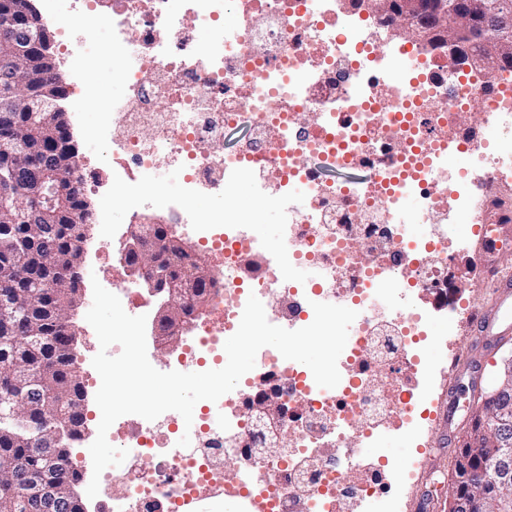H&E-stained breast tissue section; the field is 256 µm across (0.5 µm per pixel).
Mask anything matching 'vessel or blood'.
<instances>
[{"label":"vessel or blood","instance_id":"b4317fda","mask_svg":"<svg viewBox=\"0 0 512 512\" xmlns=\"http://www.w3.org/2000/svg\"><path fill=\"white\" fill-rule=\"evenodd\" d=\"M477 242L471 262L481 273L485 287L491 288L492 303L478 304L468 321L470 353L455 364L442 396V409L449 427L457 425V399L460 388L478 391L483 383V362L487 355L512 335V273L490 265L488 251L512 248V193L501 190L494 201L486 202L476 231Z\"/></svg>","mask_w":512,"mask_h":512}]
</instances>
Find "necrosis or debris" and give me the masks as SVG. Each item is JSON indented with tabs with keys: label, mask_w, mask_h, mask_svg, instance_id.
Listing matches in <instances>:
<instances>
[{
	"label": "necrosis or debris",
	"mask_w": 512,
	"mask_h": 512,
	"mask_svg": "<svg viewBox=\"0 0 512 512\" xmlns=\"http://www.w3.org/2000/svg\"><path fill=\"white\" fill-rule=\"evenodd\" d=\"M83 17L127 45L112 58L125 93L104 115L112 148V184L137 222L153 204L144 174L164 168L179 180L165 223L192 234L217 273L204 319L166 370L218 364L249 295L291 329L308 326L313 303L357 313L337 366L323 388L272 347L256 372L218 401H204L192 422L125 415L107 438L128 450L105 469L84 512H184L221 501L250 512H383L404 475L367 461L366 445L413 424L419 344L434 296L448 316L471 305L448 294L450 214L470 207L479 185L512 178V76L478 79L413 37L395 38L373 7L350 11L341 0H73ZM233 14L232 33L224 31ZM206 40H199V31ZM405 54L412 67L394 70ZM167 103L156 106V93ZM479 113L489 141L471 146L459 115ZM244 140L225 146L229 134ZM469 165L448 169L449 154ZM283 215L282 246L272 251L244 214L218 208L198 216L187 204L207 193L230 197L237 182ZM415 200L421 236L402 218ZM109 284L129 315L152 312L125 253L112 255ZM301 265L309 283L286 278ZM278 395L288 414V451L230 473L227 457L258 448L269 434L245 401ZM189 446H179L182 436Z\"/></svg>",
	"instance_id": "1"
}]
</instances>
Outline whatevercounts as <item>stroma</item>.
<instances>
[{
	"instance_id": "stroma-1",
	"label": "stroma",
	"mask_w": 512,
	"mask_h": 512,
	"mask_svg": "<svg viewBox=\"0 0 512 512\" xmlns=\"http://www.w3.org/2000/svg\"><path fill=\"white\" fill-rule=\"evenodd\" d=\"M44 23L50 30L52 48L58 72L66 90L62 105L67 113L73 141L78 149L80 162L86 169H104L106 149L99 136L101 112L107 111L114 97L122 92L120 84L112 79L113 46L102 27L86 26L84 29L66 28L65 22L72 13L68 0H58L56 7H49L47 0H33ZM99 42L101 54L91 65L84 64L78 46L84 42ZM88 84L95 87L97 96L90 101H79L77 88ZM236 195L239 210L254 224L265 239L269 249H276L280 243L281 214L265 198L257 194L251 183L240 181ZM90 205L92 230L84 244L85 262L80 285L81 297L74 310V321L78 327L77 355L98 346L97 337L88 335L89 324L85 319L92 305L91 288L93 279H104L108 272L100 256L112 245L111 238L99 222L100 214H108L112 224L127 228L125 209L116 189L104 187L87 191ZM469 212L459 213L455 227L453 257L448 266V280L453 289L467 291L469 284L478 273L469 261L476 244L471 230ZM421 305L429 314L427 336L422 353L431 369L427 385L422 391L421 402L426 409H433L447 382L449 358H462L470 348V337L465 321L449 319L444 311L432 307L429 300ZM439 429L434 419L420 420L418 425L391 432L374 442L367 453L374 458H388L396 468L405 470L407 479L394 491L392 508L394 512H444L448 500V484L454 468L455 451L445 448L429 449L432 436Z\"/></svg>"
}]
</instances>
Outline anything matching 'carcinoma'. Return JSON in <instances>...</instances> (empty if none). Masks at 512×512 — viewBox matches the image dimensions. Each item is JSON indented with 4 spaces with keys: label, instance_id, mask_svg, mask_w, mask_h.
Here are the masks:
<instances>
[{
    "label": "carcinoma",
    "instance_id": "cac0c4a2",
    "mask_svg": "<svg viewBox=\"0 0 512 512\" xmlns=\"http://www.w3.org/2000/svg\"><path fill=\"white\" fill-rule=\"evenodd\" d=\"M486 23L484 17L472 19L460 37L479 58L490 55L484 43ZM0 126L17 136L29 135L22 112H0ZM56 131L60 127L46 131L45 144L31 152L25 165L11 166L19 208L31 203V169L44 168L65 179L67 167L53 155ZM154 243L152 261L157 272L173 280L192 275L184 263L189 252L174 234L158 228ZM9 248L24 270L36 258L37 275L20 286L0 280V298H5L12 312L9 320H0V456L13 462L12 469H0V512H7L14 502L22 503L29 484L45 475L43 461L52 436L69 422L84 423L75 404L84 399L73 352L75 337L69 334L65 317L76 292L65 271L79 255L71 224L66 216L51 214L35 224H19ZM78 437L76 431L63 433L51 473L57 492L52 512H82L78 494L72 491L78 476L69 467L70 441Z\"/></svg>",
    "mask_w": 512,
    "mask_h": 512
}]
</instances>
